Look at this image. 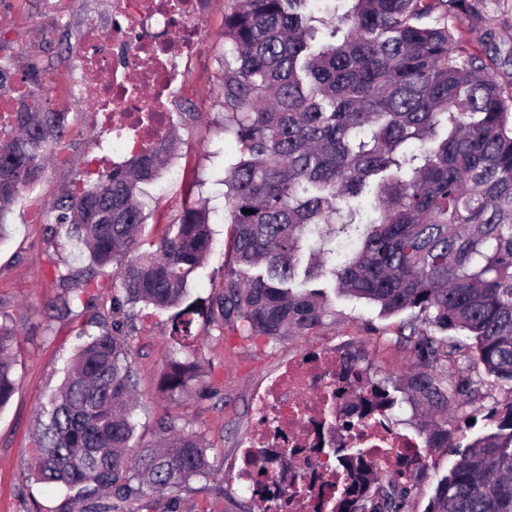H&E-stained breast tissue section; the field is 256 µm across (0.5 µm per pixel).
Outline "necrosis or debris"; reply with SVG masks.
I'll list each match as a JSON object with an SVG mask.
<instances>
[{
    "mask_svg": "<svg viewBox=\"0 0 512 512\" xmlns=\"http://www.w3.org/2000/svg\"><path fill=\"white\" fill-rule=\"evenodd\" d=\"M212 0H112L111 10L84 26L68 52L71 97L90 112L103 134L129 153L153 150L173 121L172 102L190 81L204 52L201 35ZM109 27V39L99 35ZM137 82H130L128 72ZM355 372L335 348L320 346L285 359L254 395V422L240 444L234 479L253 496L273 497L280 512H319L321 486L336 483L326 462L329 447L369 449L384 473L405 457H419L422 442L395 430L383 416L348 430L331 428ZM301 468L292 485L274 473L278 455Z\"/></svg>",
    "mask_w": 512,
    "mask_h": 512,
    "instance_id": "1",
    "label": "necrosis or debris"
}]
</instances>
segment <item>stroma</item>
Here are the masks:
<instances>
[{
	"label": "stroma",
	"mask_w": 512,
	"mask_h": 512,
	"mask_svg": "<svg viewBox=\"0 0 512 512\" xmlns=\"http://www.w3.org/2000/svg\"><path fill=\"white\" fill-rule=\"evenodd\" d=\"M231 5L232 0H222L202 26L207 54L198 63L190 90L177 99L179 114L173 123L180 144L175 165L147 186L144 197L146 220L140 242L144 250L165 225L177 219L187 195L199 196L210 207L215 248L189 286L190 299L200 301L208 300L222 286L228 231L222 221L226 207L222 179L240 150L236 137L224 128L221 107L224 14ZM459 30L468 47L480 44L489 30L511 42L512 0H488L481 20L463 23ZM0 31L7 39L0 58L21 69L37 62L38 84L54 89L48 109L69 115L61 161L48 164L40 183L24 193L10 218V236L0 243V312L19 329V384L9 404L0 410V512H58L65 491L36 481L27 468L35 452V422L47 394L60 383L80 334L96 335L102 326L111 325L113 273L108 268L89 270L76 245L51 234L46 213L83 178L91 157L111 159L112 141L99 138L84 113L65 102L58 90L67 66L62 56L69 32L47 39L27 0H0ZM61 270L73 273L76 283L84 287L81 303L65 318L54 308L59 294L56 275ZM332 307L334 318L304 335L277 341L244 336L235 326L197 316L194 327L202 332L203 383L174 395L160 387L170 315L141 305L135 308L129 326L138 436L154 439L161 420L170 419L223 455V470L216 479L193 480L182 491L186 512H260L261 502L241 492L232 473L237 443L252 425L253 394L283 358L331 344L337 352L356 355L375 379L395 386L413 367L410 351L396 342L398 329L411 319V312L383 316L378 307L341 294L333 295ZM454 462L447 451L429 452L412 512H426L436 484Z\"/></svg>",
	"instance_id": "obj_1"
}]
</instances>
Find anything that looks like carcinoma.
Segmentation results:
<instances>
[{
  "label": "carcinoma",
  "instance_id": "carcinoma-1",
  "mask_svg": "<svg viewBox=\"0 0 512 512\" xmlns=\"http://www.w3.org/2000/svg\"><path fill=\"white\" fill-rule=\"evenodd\" d=\"M234 0L224 16V129L240 157L224 170L223 216L232 258L221 291L206 305L248 336L302 335L334 315L323 280L381 312L411 310L397 342L415 366L403 390L435 419L425 446L458 456L429 499L428 512H512V397L488 409L495 431L461 446L439 415L484 400L495 386L512 394V91L490 76L492 51L512 66V47L493 32L484 49L462 46L448 18L480 14L483 0ZM37 67L0 63V97ZM68 113L24 105L0 130V242L23 192L41 179L66 138ZM174 141L102 170L93 185L51 208L54 234L85 246L90 264L113 267L112 306L171 310L172 349L162 384L171 393L197 378L192 332L201 308L188 284L214 245L211 211L188 201L151 249L138 194L158 179ZM374 194L379 218L363 222L347 202ZM320 235L303 259L301 243ZM358 240L337 263L336 233ZM57 310L80 299L58 272ZM462 331L473 343L448 337ZM17 330L0 315V409L14 395ZM127 324L114 321L78 347L37 418L33 477L72 498L64 512H142L159 491L179 492L214 477L218 457L203 439L162 420V437L141 442L133 420L135 371ZM475 360L477 376L448 377L443 365ZM361 414L388 413V388L364 376L349 391ZM343 482L332 512H410L422 456L407 473L383 474L361 448H338Z\"/></svg>",
  "mask_w": 512,
  "mask_h": 512
}]
</instances>
